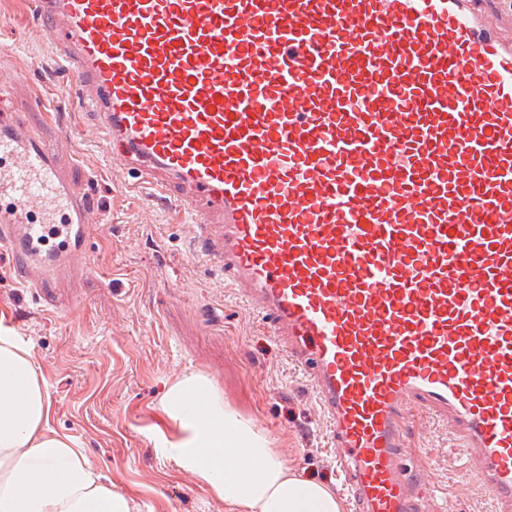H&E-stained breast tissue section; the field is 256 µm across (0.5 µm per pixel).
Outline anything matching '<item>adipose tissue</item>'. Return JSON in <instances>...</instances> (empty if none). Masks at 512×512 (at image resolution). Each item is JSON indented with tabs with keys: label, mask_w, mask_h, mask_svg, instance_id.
<instances>
[{
	"label": "adipose tissue",
	"mask_w": 512,
	"mask_h": 512,
	"mask_svg": "<svg viewBox=\"0 0 512 512\" xmlns=\"http://www.w3.org/2000/svg\"><path fill=\"white\" fill-rule=\"evenodd\" d=\"M177 430L170 451L211 491L244 512H341L323 483L290 472L268 437L224 406L210 380L188 373L161 402ZM49 395L31 349L0 331V512H129L67 434L50 428ZM243 449L244 466L224 448Z\"/></svg>",
	"instance_id": "adipose-tissue-1"
}]
</instances>
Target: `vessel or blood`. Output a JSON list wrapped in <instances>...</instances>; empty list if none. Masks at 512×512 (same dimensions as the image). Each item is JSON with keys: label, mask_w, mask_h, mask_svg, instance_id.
<instances>
[{"label": "vessel or blood", "mask_w": 512, "mask_h": 512, "mask_svg": "<svg viewBox=\"0 0 512 512\" xmlns=\"http://www.w3.org/2000/svg\"><path fill=\"white\" fill-rule=\"evenodd\" d=\"M95 128L317 394L357 512H422V413L512 512V37L474 0H33ZM97 216L0 124L39 287Z\"/></svg>", "instance_id": "1"}]
</instances>
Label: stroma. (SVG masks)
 I'll return each instance as SVG.
<instances>
[{"instance_id":"1","label":"stroma","mask_w":512,"mask_h":512,"mask_svg":"<svg viewBox=\"0 0 512 512\" xmlns=\"http://www.w3.org/2000/svg\"><path fill=\"white\" fill-rule=\"evenodd\" d=\"M11 88L0 120L18 116L64 156L74 187L103 217L87 267L22 287L0 245V328L21 337L49 394L50 425L124 494L130 512H242L164 448L175 431L161 401L182 375L206 376L224 404L270 438L288 468L344 499L336 450L308 379L224 281L191 259L189 228L108 155L70 72L29 5L0 0V49ZM421 464L424 512H493L448 426L418 416L409 450ZM343 512H353L345 501Z\"/></svg>"}]
</instances>
